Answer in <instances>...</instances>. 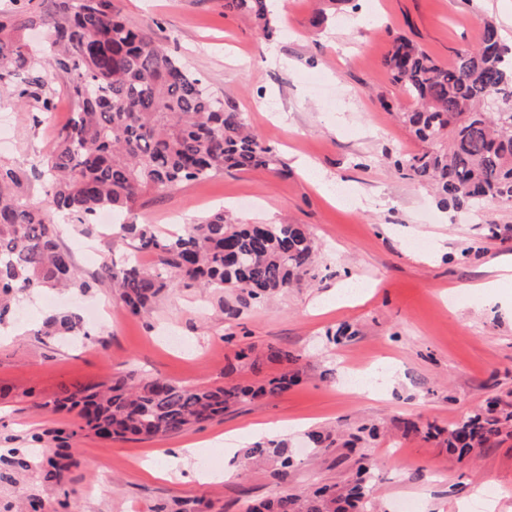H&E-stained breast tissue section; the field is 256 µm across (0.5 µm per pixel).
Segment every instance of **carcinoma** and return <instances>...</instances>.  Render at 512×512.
I'll return each instance as SVG.
<instances>
[{"label":"carcinoma","mask_w":512,"mask_h":512,"mask_svg":"<svg viewBox=\"0 0 512 512\" xmlns=\"http://www.w3.org/2000/svg\"><path fill=\"white\" fill-rule=\"evenodd\" d=\"M224 9L247 15L263 31H278L269 0H224ZM45 25L56 67L66 75L75 111L58 134L53 154L41 160L45 198L23 201L26 172L0 164V323L19 296L54 288L88 290L71 252L59 243L54 217L93 225L101 210L120 219L121 239L133 242L136 258L105 263L98 278L110 283L133 315L152 310L180 284L213 293L240 291L260 303L297 286L312 269L314 245L300 224H233L220 210L195 220L182 234L163 235L135 220L138 199L164 194L185 182L209 179L226 169L279 170L278 159L246 124L180 58L112 10V0H54L47 15L0 10V80L19 76L45 87L34 55L17 40L23 29ZM384 66L415 102L396 117L421 144L420 152L392 160L394 169L430 187L439 204L482 210L512 202V48L487 21L476 50H461L451 64L402 36L393 39ZM35 336H88L83 317L50 311ZM282 375L250 386L183 387L166 380L77 387L54 401L78 410L86 427L105 438L128 439L178 433L224 417L246 398L288 389ZM512 429V405L489 404L443 431L448 452L461 461L493 436ZM244 457L272 461L284 481L295 466L285 444L255 442ZM377 464L361 455L347 490L322 486L309 494L283 491L249 512H367Z\"/></svg>","instance_id":"1"}]
</instances>
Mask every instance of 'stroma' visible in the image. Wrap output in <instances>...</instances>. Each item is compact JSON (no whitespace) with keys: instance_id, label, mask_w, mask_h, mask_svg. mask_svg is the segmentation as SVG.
<instances>
[{"instance_id":"stroma-1","label":"stroma","mask_w":512,"mask_h":512,"mask_svg":"<svg viewBox=\"0 0 512 512\" xmlns=\"http://www.w3.org/2000/svg\"><path fill=\"white\" fill-rule=\"evenodd\" d=\"M114 10L178 56L251 129L273 147L285 173L228 171L168 194L142 196L139 221L158 231L184 226L218 208L249 224H304L317 249L314 268L295 288L263 304L237 293L177 287L151 313L135 316L115 301L102 264L129 248L108 226H65L61 244L73 255L89 294L58 293L62 308L97 305L94 336L63 344L31 335L45 296L24 297L29 314L0 326V512H247L253 499L282 490L305 494L346 484L359 455L375 459L377 512H396L403 498L421 512H512V435L502 434L460 463L439 438L408 434L404 424L446 429L497 400L512 403V279L495 298L467 291L488 268L512 256V204L460 213L441 208L392 159L420 144L395 115L413 107L383 65L402 34L441 62L479 45L493 20L512 36V0H341L316 26V0H283L280 30L264 37L224 0H112ZM277 48L281 61L266 53ZM38 69L52 90L50 107L19 99V80L0 84V163L30 169L49 156L74 102L51 56ZM355 199L342 203L336 187ZM238 314L223 315V306ZM350 325L339 344L327 331ZM234 342H227V335ZM251 347L248 363L236 352ZM297 355L288 365L271 348ZM395 369L393 380L366 396L344 387L353 371ZM294 382L272 399L247 400L201 428L141 440H107L84 429L77 413L47 403L75 385L119 376L178 385L252 384L281 374ZM281 423L279 441L296 465L287 481L272 466L244 456L228 481L207 479L206 462L223 458L224 436L252 442L250 425ZM376 437H369V428ZM336 443L312 448L307 431ZM205 442L187 468H171L167 451Z\"/></svg>"}]
</instances>
